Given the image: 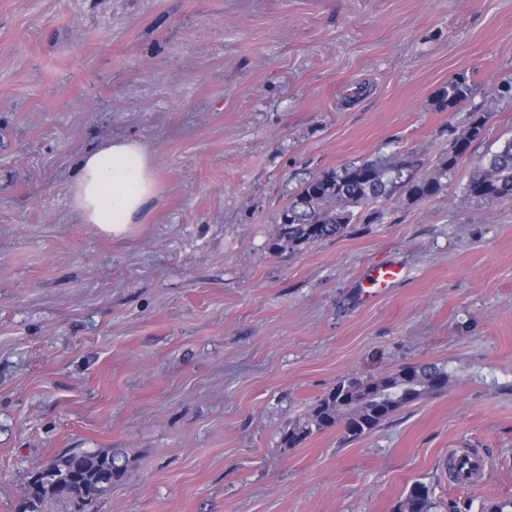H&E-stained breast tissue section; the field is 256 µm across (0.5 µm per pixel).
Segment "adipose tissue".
<instances>
[{"mask_svg": "<svg viewBox=\"0 0 512 512\" xmlns=\"http://www.w3.org/2000/svg\"><path fill=\"white\" fill-rule=\"evenodd\" d=\"M158 198L153 158L140 141L129 138L105 141L86 153L71 186L81 223L115 238L145 223Z\"/></svg>", "mask_w": 512, "mask_h": 512, "instance_id": "ef3b65f1", "label": "adipose tissue"}]
</instances>
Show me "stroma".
Segmentation results:
<instances>
[{
	"label": "stroma",
	"instance_id": "1",
	"mask_svg": "<svg viewBox=\"0 0 512 512\" xmlns=\"http://www.w3.org/2000/svg\"><path fill=\"white\" fill-rule=\"evenodd\" d=\"M468 102L438 109L457 75ZM512 0H0V512L74 449L133 467L95 512H394L512 499V199L464 194L512 137ZM488 116L440 195L291 252L301 182L392 157L425 174ZM132 137L156 210L81 223L84 152ZM400 271L366 297L370 269ZM447 365L372 431L283 447L343 376ZM480 449L481 479L448 481ZM431 489L420 482L414 483L400 501L395 512H437Z\"/></svg>",
	"mask_w": 512,
	"mask_h": 512
}]
</instances>
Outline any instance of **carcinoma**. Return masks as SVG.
I'll list each match as a JSON object with an SVG mask.
<instances>
[{
	"label": "carcinoma",
	"mask_w": 512,
	"mask_h": 512,
	"mask_svg": "<svg viewBox=\"0 0 512 512\" xmlns=\"http://www.w3.org/2000/svg\"><path fill=\"white\" fill-rule=\"evenodd\" d=\"M472 91L467 78L458 76L440 90L436 104L450 111L467 102ZM486 124L485 113L471 112L467 130L453 140L448 154L422 176L406 174L404 165L378 157L351 162L302 182L276 219L274 245L301 251L339 235L350 224L373 223L380 216L377 207L397 195L415 201L437 196L444 188V179L460 160L469 156L472 144L484 136ZM464 193L478 200L512 198V138L478 166ZM436 380L445 388L450 382L447 369L436 363L409 365L378 377L346 375L288 423L282 445L296 448L313 434L335 427L341 429L344 440L356 441L404 408L433 394L431 388ZM390 386L403 389L398 399L383 406L371 401L373 392ZM128 471L129 459L119 449L69 450L31 475L23 512H44L46 506L56 502L69 504L72 490L79 486L95 502L107 495L98 488L99 473H109L110 484L114 485L123 481ZM437 508L431 489L416 482L395 512H437Z\"/></svg>",
	"instance_id": "obj_1"
}]
</instances>
